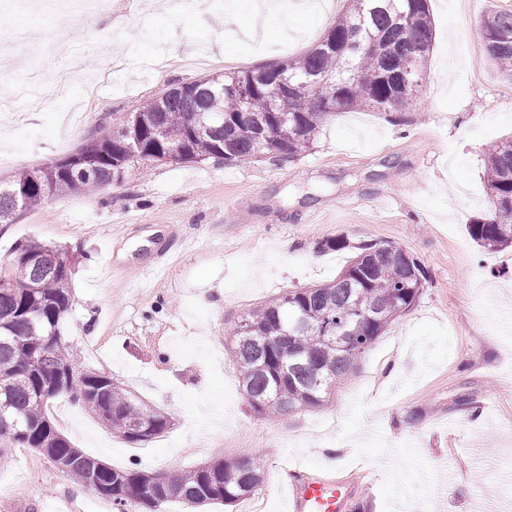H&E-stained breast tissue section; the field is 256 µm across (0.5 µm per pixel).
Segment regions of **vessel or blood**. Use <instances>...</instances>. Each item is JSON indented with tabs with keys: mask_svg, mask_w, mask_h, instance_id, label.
Segmentation results:
<instances>
[{
	"mask_svg": "<svg viewBox=\"0 0 512 512\" xmlns=\"http://www.w3.org/2000/svg\"><path fill=\"white\" fill-rule=\"evenodd\" d=\"M352 490L330 476L306 475L287 491L289 512H345Z\"/></svg>",
	"mask_w": 512,
	"mask_h": 512,
	"instance_id": "b4317fda",
	"label": "vessel or blood"
}]
</instances>
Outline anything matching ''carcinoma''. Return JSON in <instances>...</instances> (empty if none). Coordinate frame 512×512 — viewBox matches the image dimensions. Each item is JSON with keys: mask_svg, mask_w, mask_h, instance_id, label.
Returning a JSON list of instances; mask_svg holds the SVG:
<instances>
[{"mask_svg": "<svg viewBox=\"0 0 512 512\" xmlns=\"http://www.w3.org/2000/svg\"><path fill=\"white\" fill-rule=\"evenodd\" d=\"M350 8L321 40L302 56L252 70L224 75V89L200 95L157 97L130 113L142 116L138 143L146 155L171 147L185 151L183 162L213 159L234 163L268 157L291 162L311 150L328 120L340 112L370 109L387 112L398 92L400 75L409 71L425 79L434 42L427 0H349ZM487 54L494 55L502 76L512 79V11H496L482 22ZM281 73L300 80L336 82L331 96L305 90L306 102L273 101L266 80ZM257 82L246 97L235 86ZM122 125L103 128L76 152L92 146L99 151L90 173L61 174L51 195L96 192L123 179L129 168ZM488 214L468 225L471 239L485 249L512 246V137L487 150L484 158ZM33 169L0 181V224L44 202L45 189L22 200L10 193L16 183L30 182ZM50 246L30 240L19 244L13 258L0 267V444L47 448L50 460L64 459L66 474L84 487L106 489L102 496L125 512L145 500L178 501L188 506L234 503L251 496L264 480L255 457L242 452L179 473L108 468L93 470L96 459L75 448L46 415L47 403L62 394L81 404L129 443H137L134 426L151 415L166 432L169 417L150 412L132 392L111 377L76 364L62 337V323L73 299L71 268L65 255L57 266L35 267L30 257ZM330 284L286 291L249 311L230 335L248 406L259 415H282L325 402L336 383L348 378L357 361L373 346L387 325L405 314L424 288L419 261L391 243H365ZM382 309L380 320L365 319L351 335L349 346L318 341L313 329L349 322L359 310ZM328 386L311 397L319 377Z\"/></svg>", "mask_w": 512, "mask_h": 512, "instance_id": "carcinoma-1", "label": "carcinoma"}]
</instances>
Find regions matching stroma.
Here are the masks:
<instances>
[{"label": "stroma", "instance_id": "1", "mask_svg": "<svg viewBox=\"0 0 512 512\" xmlns=\"http://www.w3.org/2000/svg\"><path fill=\"white\" fill-rule=\"evenodd\" d=\"M0 7V29L30 46L57 37L77 45L111 32L82 57L99 79L44 104L0 81V145L18 156L0 180L71 154L99 124L120 122L175 81L190 82L303 55L347 0L315 12L295 5L275 20L224 0L173 17L155 0H112L80 26ZM436 39L416 102L394 115L345 112L299 159L138 166L122 183L58 195L0 224V262L18 242L64 249L74 306L63 333L82 368L109 377L172 419L130 457L128 442L67 396L47 414L76 448L111 467L183 472L240 452L260 462V512H286L269 484L282 458L353 486L346 512H478L512 500V247L482 250L468 226L484 216L483 153L512 136V80L484 49L480 22L512 0H429ZM122 55V82L105 72ZM345 236L340 252L320 241ZM389 242L413 255L426 282L355 372L318 407L261 416L247 405L228 332L283 292L327 284L355 245ZM232 427L196 448L193 427L211 411ZM334 448L326 457V448ZM0 512H117L30 448L0 452Z\"/></svg>", "mask_w": 512, "mask_h": 512}]
</instances>
